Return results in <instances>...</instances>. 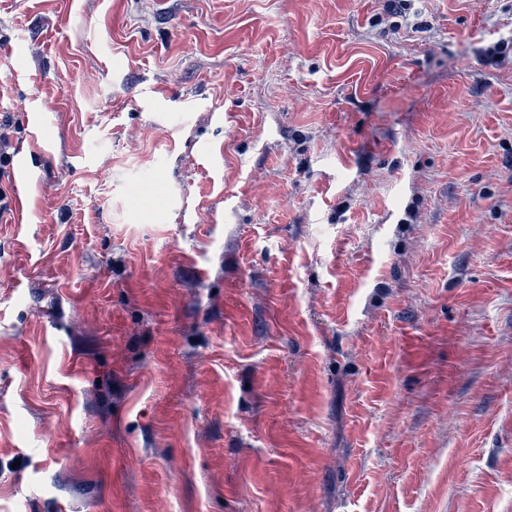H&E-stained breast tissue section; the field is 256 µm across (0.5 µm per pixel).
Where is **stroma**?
Masks as SVG:
<instances>
[{"instance_id": "35a3bbf8", "label": "stroma", "mask_w": 512, "mask_h": 512, "mask_svg": "<svg viewBox=\"0 0 512 512\" xmlns=\"http://www.w3.org/2000/svg\"><path fill=\"white\" fill-rule=\"evenodd\" d=\"M385 5L0 0V512H512V0ZM31 175V171L24 160L17 163L14 170V179L16 188L17 190L20 189V192L18 191L15 197V210L20 212H23L27 206V190Z\"/></svg>"}]
</instances>
